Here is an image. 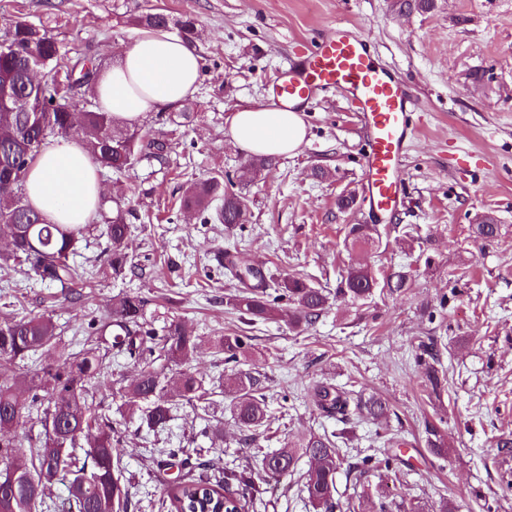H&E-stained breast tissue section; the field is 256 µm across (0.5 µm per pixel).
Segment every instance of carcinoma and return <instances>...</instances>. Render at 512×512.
<instances>
[{"mask_svg": "<svg viewBox=\"0 0 512 512\" xmlns=\"http://www.w3.org/2000/svg\"><path fill=\"white\" fill-rule=\"evenodd\" d=\"M169 16L155 8L136 17L144 28H168ZM41 29L17 23L0 40V93L17 98L26 93V110L10 113L0 140V237L9 239L10 249L0 255L3 266L27 267L41 280L61 289L64 297L77 294L82 275L73 258L85 240L87 224H51L38 211L25 204V177L30 163L45 140L67 128L81 126L89 152L101 172L122 175L147 158L161 159L167 143L150 137L142 126L121 125L102 111L90 96L106 62L92 55L70 56L56 40L43 41ZM38 58V69L51 73L37 86L27 85L24 73L29 61ZM106 211L100 207L92 222L104 223L107 246L103 270L112 277L126 276L132 268L126 252L129 224L121 201ZM181 206L193 209L210 220V210L222 224H241L246 203L231 190L222 176H212L189 185ZM474 236L489 241L497 236L492 217L473 225ZM374 224H352L348 236L354 243L375 242ZM229 271L244 284L228 297L229 304L247 322L267 321L284 314L293 328L310 326L325 310L328 295L309 281L294 277L283 284L266 281L261 272L243 257L230 263ZM409 287V274L395 272L383 280L366 267H352L344 280V295L365 301L376 289L388 295ZM148 300L137 293H125L112 304L105 318L92 316L91 330L79 350L62 344L57 325L48 313L0 319V356L25 360L39 352L57 348L65 358L39 369L30 376L0 372V463L16 471L15 483L0 488V512H45L47 492L55 483L68 479V495L63 501L67 512H120L128 508L129 491L120 465L124 430L112 417L100 412L96 384L106 369V351L113 347L127 354L140 367L131 383L116 389L130 416L139 427L155 431L165 427L181 403L194 404L207 399L216 387L230 398V408L240 431L253 436L279 421L268 409L260 373L241 370L239 365L252 357L251 337L213 336L214 354L224 357V375L214 380L185 367L197 350L200 338L185 325L172 319L160 328L146 317ZM165 358L179 367L170 379L154 367ZM320 413L338 421L362 415L372 421L386 418L391 411L385 400L364 398L335 385L320 383L314 389ZM196 478H179L163 490L157 512H250L254 504L253 480L242 473L213 472L210 461L195 452ZM187 448L168 449L169 457L191 459ZM307 458L309 468L300 474L309 502L324 512H334L336 473L344 463L336 441L326 434L311 433L299 443L262 455L257 477L278 480L298 472V463ZM399 460L389 451L383 458L366 456L352 466L355 480L368 477L379 467L390 469Z\"/></svg>", "mask_w": 512, "mask_h": 512, "instance_id": "cac0c4a2", "label": "carcinoma"}]
</instances>
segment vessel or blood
I'll use <instances>...</instances> for the list:
<instances>
[{"mask_svg": "<svg viewBox=\"0 0 512 512\" xmlns=\"http://www.w3.org/2000/svg\"><path fill=\"white\" fill-rule=\"evenodd\" d=\"M322 90L342 93L357 105L369 129L365 192L377 213L394 212L402 203L412 98L377 62L367 38L340 25L326 30L274 85L278 102L294 107Z\"/></svg>", "mask_w": 512, "mask_h": 512, "instance_id": "vessel-or-blood-1", "label": "vessel or blood"}]
</instances>
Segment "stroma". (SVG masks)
I'll list each match as a JSON object with an SVG mask.
<instances>
[{
  "label": "stroma",
  "mask_w": 512,
  "mask_h": 512,
  "mask_svg": "<svg viewBox=\"0 0 512 512\" xmlns=\"http://www.w3.org/2000/svg\"><path fill=\"white\" fill-rule=\"evenodd\" d=\"M150 5L169 15L175 35L179 22L194 19L202 66L187 122H178L175 107L143 120L167 142L164 160L141 161L119 184L104 185L106 196L126 199L127 250L137 266L120 279L83 281L74 301L36 276L0 270V316L50 313L67 342L88 316L109 313L119 294L139 292L155 326L180 319L201 336L189 366L209 377L224 370L210 337H251L248 367L266 374L271 409L284 404L288 413L248 442L228 398L216 393L180 409L153 453L127 424V512H151V495L182 475L167 449L210 447L202 433L219 422L221 464L238 471L258 451L312 432L336 433L350 456H379L386 438L402 441L399 464L364 483L339 470L336 512H360L366 494L386 497L394 512L414 505L431 512L443 498L458 512H512V454L496 446L512 435V0H435L429 12L399 9L396 0H0V37L24 21L47 30L62 49L114 62ZM339 23L372 40L416 102L405 201L392 219L372 212L363 193L366 126L343 95L303 105L305 143L260 175L244 170L245 155L226 135L234 109L273 103L276 74ZM216 173L229 174L245 197L244 224H205L180 211L187 183ZM349 194L353 205L339 209L338 198ZM484 214L499 224L489 241L472 233ZM352 224L378 225L379 243L351 246ZM236 251L271 280L302 277L326 289L324 313L301 332L282 318L243 322L228 302L239 284L217 262ZM359 265L380 277L411 272L413 285L353 303L337 290ZM435 336L444 370L436 393L418 361L420 344ZM319 382L386 399L387 421L320 415L312 397ZM430 426L444 434L447 455L427 448ZM256 497L266 512H314L293 476L260 485Z\"/></svg>",
  "instance_id": "stroma-1"
}]
</instances>
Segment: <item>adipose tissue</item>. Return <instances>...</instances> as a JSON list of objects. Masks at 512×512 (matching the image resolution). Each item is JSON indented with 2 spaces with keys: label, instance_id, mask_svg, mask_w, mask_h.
I'll return each instance as SVG.
<instances>
[{
  "label": "adipose tissue",
  "instance_id": "adipose-tissue-1",
  "mask_svg": "<svg viewBox=\"0 0 512 512\" xmlns=\"http://www.w3.org/2000/svg\"><path fill=\"white\" fill-rule=\"evenodd\" d=\"M201 69L196 49L163 30H146L94 86L114 120L140 123L147 113L180 105L195 95ZM231 144L251 155H290L305 141L300 112L243 106L229 118ZM25 201L53 224H86L104 191L83 136L43 148L30 164Z\"/></svg>",
  "mask_w": 512,
  "mask_h": 512
}]
</instances>
